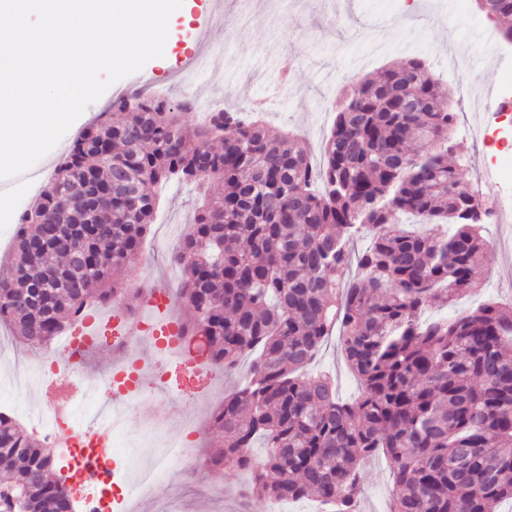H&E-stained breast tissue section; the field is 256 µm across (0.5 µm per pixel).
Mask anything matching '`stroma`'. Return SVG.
I'll use <instances>...</instances> for the list:
<instances>
[{"label":"stroma","instance_id":"stroma-1","mask_svg":"<svg viewBox=\"0 0 512 512\" xmlns=\"http://www.w3.org/2000/svg\"><path fill=\"white\" fill-rule=\"evenodd\" d=\"M188 5L189 22L177 23V43L165 49L166 67L148 62L121 79L118 88L131 91L145 84L165 90L168 100L198 97L211 108L248 112L262 107L269 134L293 131L316 163L350 79L375 76L418 55L442 89L452 93L455 140L463 156L457 167L461 181L480 182L487 205L500 199V185L481 179L493 149L469 135L470 101L476 90H493L512 75V58L491 62L492 49L484 37L488 18L475 0H418L412 12L404 0H189ZM285 82L292 87L287 96L279 92ZM153 191L160 198L159 209L138 258L122 278L126 288L180 286L181 274L169 255L194 222L198 193L194 184L177 181ZM501 236V226L488 225L489 248L472 293L453 305L432 304L426 316L453 317L486 300L512 301V243ZM26 352L12 339L0 347V396L19 399L37 415L43 410L44 379L29 378L20 388L7 383L13 360ZM315 367L335 374L341 400L358 396V381L336 339H329ZM247 371V362H240L213 384L182 375L177 387L163 394L155 380H148L137 411L124 421L125 432L137 436L148 422L165 415L169 441L176 440L185 418L197 423L200 432L190 461L164 488L176 498L180 512H277V503L270 500L241 498L246 475L211 464V412ZM360 469V512H389L393 479L386 456H369Z\"/></svg>","mask_w":512,"mask_h":512}]
</instances>
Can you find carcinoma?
<instances>
[{
  "mask_svg": "<svg viewBox=\"0 0 512 512\" xmlns=\"http://www.w3.org/2000/svg\"><path fill=\"white\" fill-rule=\"evenodd\" d=\"M113 106L121 117L85 127L23 214L0 273L1 325L40 349L86 309L121 299L115 277L154 219L147 187L204 184L172 262L194 312L185 335L226 371L250 359L246 381L210 415L212 462L250 474L243 496L357 512L359 461L382 451L389 512H499L512 501V307L424 316L428 303L471 292L489 243L471 217L476 191L448 164L450 99L420 59L345 89L318 166L292 136L269 140L250 112L218 109L188 126L187 100L136 94ZM118 161L128 195L112 190ZM78 180L99 190V210L67 193ZM335 332L360 382L352 403L311 369ZM53 465L52 449L0 413V469L24 512L63 498Z\"/></svg>",
  "mask_w": 512,
  "mask_h": 512,
  "instance_id": "carcinoma-1",
  "label": "carcinoma"
}]
</instances>
